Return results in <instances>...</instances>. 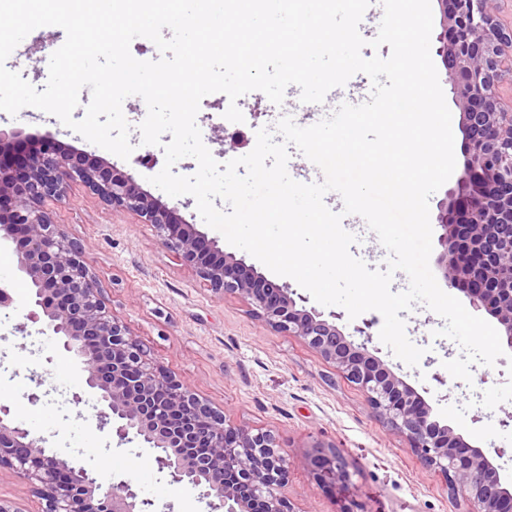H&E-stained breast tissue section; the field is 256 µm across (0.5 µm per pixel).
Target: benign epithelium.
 <instances>
[{
    "label": "benign epithelium",
    "instance_id": "1",
    "mask_svg": "<svg viewBox=\"0 0 512 512\" xmlns=\"http://www.w3.org/2000/svg\"><path fill=\"white\" fill-rule=\"evenodd\" d=\"M439 56L452 82L465 140L455 186L438 208L446 282L496 320L512 350V111L497 92L512 72V29L498 20L502 0H436ZM72 180L106 205L152 225L176 260L209 289L240 297L274 331L298 336L366 396L371 414L402 433L418 460L440 472L468 512H512V484L483 451L433 414L431 406L336 321L303 305L288 286L225 253L196 225L128 173L47 133L30 139L0 131V233L10 240L18 270L30 280L42 311L41 333L57 340L82 371L84 393L96 401L97 424L111 426L117 445L139 441L159 472L197 493L210 512H300L286 496L289 463L281 439L236 424L158 366L126 323L106 305L85 247L70 239L45 208L62 202ZM46 439L0 406V469L20 474L41 500L39 512H151L154 501L122 479L103 487L97 476L46 450ZM310 456L321 488L349 478L334 444Z\"/></svg>",
    "mask_w": 512,
    "mask_h": 512
}]
</instances>
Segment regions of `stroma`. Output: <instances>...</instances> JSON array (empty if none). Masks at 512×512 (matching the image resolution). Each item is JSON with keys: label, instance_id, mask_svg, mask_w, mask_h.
<instances>
[{"label": "stroma", "instance_id": "35a3bbf8", "mask_svg": "<svg viewBox=\"0 0 512 512\" xmlns=\"http://www.w3.org/2000/svg\"><path fill=\"white\" fill-rule=\"evenodd\" d=\"M65 39L60 27L37 28L13 50L6 66L43 88L49 59ZM371 87L370 78L359 73L335 98L313 104L301 102L299 88L292 85L279 106L253 91L237 101L244 115L240 124L225 122L230 102L225 94L213 93L203 98L196 124L204 145L216 161L224 163L251 152L257 130L275 128L281 117L291 116L299 126L308 127L341 104L368 101ZM122 110L134 147L126 160L35 107L23 108L14 116L0 111V130L53 134L143 185L163 169L164 152L161 146L141 142L138 126L147 115L145 101L137 95L127 97ZM232 137L238 144L228 155L224 142ZM150 192L178 208L186 221L197 225L224 252L254 264L253 256L229 245L219 231L203 222L192 196L172 197L155 186ZM51 211L65 234L85 246L107 306L142 341L154 361L223 410L227 418L279 435L290 461L285 492L301 512H465L462 496L452 495L445 478L419 462L402 434L371 416L363 393L332 363L301 338L272 330L246 302L214 295L191 267L176 260L151 225L113 210L78 181L70 182L66 201L52 204ZM0 285L14 298L13 306L0 308V405L9 406L12 414L36 428L48 448L73 466L96 472L103 483L129 477L156 504H172L174 512H207L196 495L169 484L151 462L148 449L136 441L116 445L110 429L98 428L91 404H74V394L83 390L80 370L29 318V282L18 271L13 244L5 241L0 242ZM364 317L373 323L369 338L355 333L352 320L342 319L338 326L348 339L366 343L433 410L466 407V421L474 428L498 424L512 415V401L491 410L481 404L487 389L512 378L507 358L484 367L472 383L451 378L441 386L433 381V373L442 371L444 362L461 357L462 350L438 336V329L445 325L439 315L420 303L403 315L408 338L424 350L415 367L396 358L380 341V313L368 311ZM34 394L39 397L35 403L30 400ZM320 442L336 445L351 474L349 481L328 489L317 486L309 458L313 445Z\"/></svg>", "mask_w": 512, "mask_h": 512}]
</instances>
